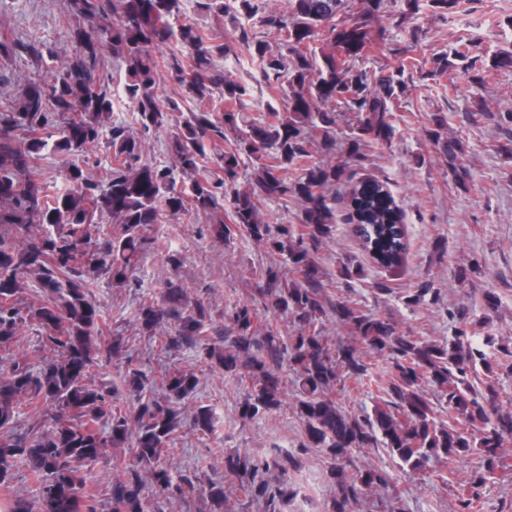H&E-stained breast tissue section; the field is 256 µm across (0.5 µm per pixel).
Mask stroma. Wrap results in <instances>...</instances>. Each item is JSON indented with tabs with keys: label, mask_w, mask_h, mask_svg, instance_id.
Segmentation results:
<instances>
[{
	"label": "stroma",
	"mask_w": 512,
	"mask_h": 512,
	"mask_svg": "<svg viewBox=\"0 0 512 512\" xmlns=\"http://www.w3.org/2000/svg\"><path fill=\"white\" fill-rule=\"evenodd\" d=\"M405 9L404 0H389L374 23L385 29L387 48L360 64L371 73L405 70L395 137L391 144L367 148L364 161H349L346 139L355 118L347 108H338L333 158L345 165L349 180L386 183L403 215L407 249L398 267L379 266L354 237L345 204H337L331 235L315 255L322 296L330 308L340 301L355 305L424 342L445 343L458 331H469L474 347L499 358L493 372L478 369L475 388L494 387L497 408L512 411V353H501L505 347L512 350V155L505 150L512 137L498 123L499 114L512 112V69L489 66L496 52L512 49V0H465L449 20L428 12L409 18ZM68 17L69 0H0V30L44 51L40 58L23 52L0 59V100L19 95L31 81L52 79L61 69L72 53ZM462 37L475 44L473 68L457 66L429 76L432 59L453 55ZM218 66L247 87V115L265 118L273 98L260 70L231 56ZM99 76L112 89V123L140 134L149 161L172 165L167 150L171 129L141 134L124 91L125 68L112 50H104ZM435 112L447 113L449 133L466 145L465 186L455 184L442 146L425 133ZM474 112L482 113L481 121L471 120ZM217 221V214L191 208L167 217L157 227L163 249L145 257L130 285L118 288L107 277L98 278L94 298L102 311V328L108 340L119 342L120 351L94 368L90 381L116 385V404L127 408L135 397L119 378L126 366L157 379L176 366L198 375L200 384L185 399L184 419L163 457L171 470L196 475L198 481L167 504L165 512H213L205 493L210 480L223 482L236 512H331L339 487L331 460L307 442L293 376L284 378L279 409L242 419L239 406L251 387L248 374H227L194 349L165 351L161 342L171 334L172 322L149 332L138 321L139 309L161 302L173 282L209 309L211 337L229 336L228 317L234 306L243 304L253 306L282 334L294 333L291 320L273 312L257 293L267 268L293 280L285 255L245 236L219 239L212 230ZM172 254L181 261L175 270L167 262ZM345 266L355 269L354 278L340 276ZM415 294L420 297L416 303L411 300ZM364 361L363 375L342 374L331 392L344 414L360 419L375 409L393 408L391 359L368 355ZM202 405L216 417L209 434L194 424L193 412ZM503 448L492 471L475 451L415 472L403 469L383 446L354 449L353 466L386 471L391 482L367 491L352 512H512V440ZM279 449L295 457L298 467L289 473L287 493L272 503L251 501L237 478L224 473L227 454L262 462Z\"/></svg>",
	"instance_id": "obj_1"
}]
</instances>
